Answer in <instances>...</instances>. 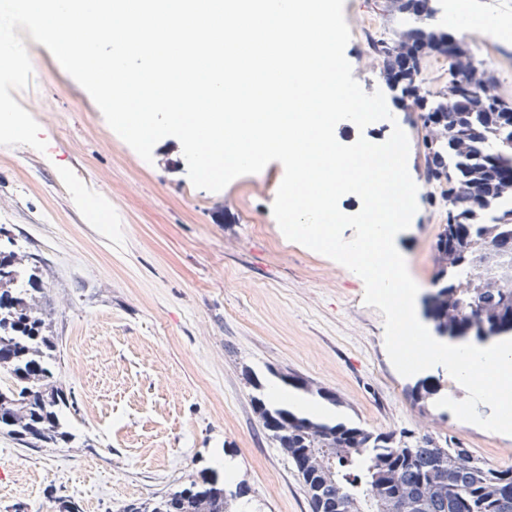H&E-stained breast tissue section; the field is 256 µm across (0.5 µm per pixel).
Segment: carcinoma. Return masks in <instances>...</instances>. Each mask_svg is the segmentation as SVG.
<instances>
[{"label": "carcinoma", "mask_w": 512, "mask_h": 512, "mask_svg": "<svg viewBox=\"0 0 512 512\" xmlns=\"http://www.w3.org/2000/svg\"><path fill=\"white\" fill-rule=\"evenodd\" d=\"M395 10L402 25L398 37L372 43L384 68L394 66L400 43L409 40L431 42L438 57L451 54L467 62L448 78V86L424 91L429 111L448 119L444 131L422 137L425 155L448 158L439 173L426 170L427 182L440 188L438 203L448 210V224L436 244V291L425 306L437 336L466 325L470 337L482 342L506 333L503 311L512 309V283L481 288L477 282L478 267L489 261L488 238L496 240L497 260L512 262V178H502L512 173V105L470 84L473 68L491 86L497 81L468 48L448 43V33L430 24L435 5L418 14L397 0ZM14 247L9 238L0 248V367L11 377L10 384L0 383V430L36 448L73 438L61 412L75 409L76 401L48 367L56 359L55 346L45 336L50 313L45 308L36 317L27 312L30 289L26 272L15 263ZM256 402L262 416L288 424L285 432L271 431L272 439L282 448L305 449L314 460L305 467L301 459L289 457L307 487L312 512H343L340 503L351 496L365 503L366 512H376L375 499L387 498L391 490L411 500L412 512H512V466L492 467L476 456L470 469L460 470L463 448L450 439L437 444L426 436L408 442L391 432L319 420L287 406H269L261 398ZM194 485L193 480L123 512H198L202 496L209 497L210 512H232L233 502L246 494L239 484L223 483L225 496L212 488L196 491Z\"/></svg>", "instance_id": "obj_1"}]
</instances>
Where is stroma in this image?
Listing matches in <instances>:
<instances>
[{"instance_id":"1","label":"stroma","mask_w":512,"mask_h":512,"mask_svg":"<svg viewBox=\"0 0 512 512\" xmlns=\"http://www.w3.org/2000/svg\"><path fill=\"white\" fill-rule=\"evenodd\" d=\"M392 0H344L352 35L345 56L366 92L382 88L362 62L389 32ZM29 86L15 100L40 126L45 152L0 146V225L21 258H42L57 345L56 377L80 412L76 437L40 449L0 433V512H123L233 462L250 512H311L307 489L255 408L256 385L300 376L316 403L335 397L339 420L412 441L452 439L496 467L512 466V436L419 407L409 393L466 392L437 366L399 375L383 316L364 283L332 259L288 240L272 213L280 162L222 191L195 188L179 141L160 140L144 161L107 124L91 96L32 38ZM512 101V43L471 44ZM358 129L345 145L386 141L401 127L418 210L394 244L422 295L433 292L444 209L429 204L417 115Z\"/></svg>"}]
</instances>
